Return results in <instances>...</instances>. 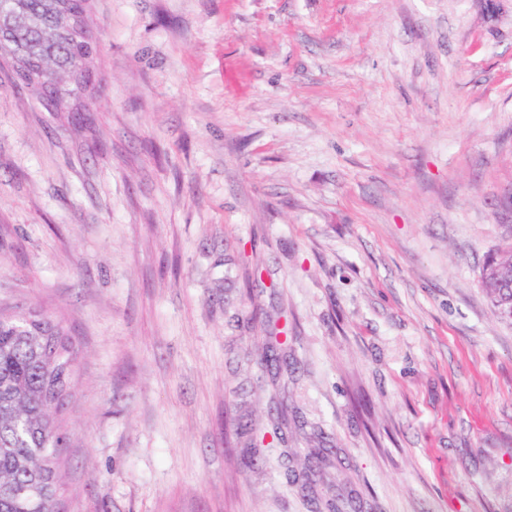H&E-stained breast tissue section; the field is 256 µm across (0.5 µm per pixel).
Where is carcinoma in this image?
<instances>
[{"mask_svg":"<svg viewBox=\"0 0 512 512\" xmlns=\"http://www.w3.org/2000/svg\"><path fill=\"white\" fill-rule=\"evenodd\" d=\"M88 0H0V53L11 57L13 86L56 112L88 89L76 76L93 67L97 48L64 24L66 12L87 14ZM482 282L503 318H512V250L482 269ZM78 353L71 336L31 309L0 318V512H55L67 437L61 421L71 402Z\"/></svg>","mask_w":512,"mask_h":512,"instance_id":"obj_1","label":"carcinoma"}]
</instances>
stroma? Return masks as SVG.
<instances>
[{
	"label": "stroma",
	"instance_id": "stroma-1",
	"mask_svg": "<svg viewBox=\"0 0 512 512\" xmlns=\"http://www.w3.org/2000/svg\"><path fill=\"white\" fill-rule=\"evenodd\" d=\"M90 2L93 111L0 67V313L78 351L58 512H512V0ZM482 282L501 317L512 318L511 249L498 254L483 266Z\"/></svg>",
	"mask_w": 512,
	"mask_h": 512
}]
</instances>
